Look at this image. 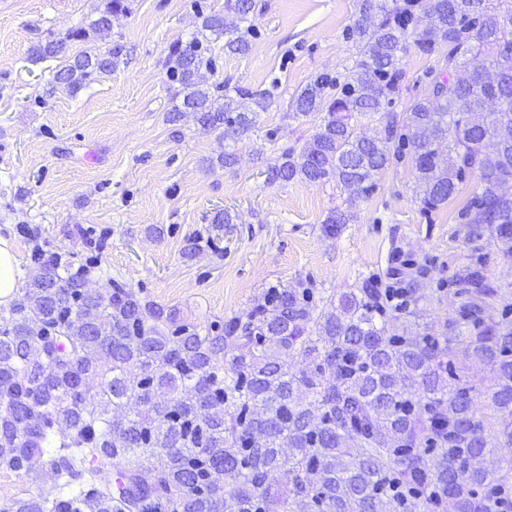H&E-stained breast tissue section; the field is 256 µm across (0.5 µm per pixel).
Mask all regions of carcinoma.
I'll list each match as a JSON object with an SVG mask.
<instances>
[{
    "mask_svg": "<svg viewBox=\"0 0 512 512\" xmlns=\"http://www.w3.org/2000/svg\"><path fill=\"white\" fill-rule=\"evenodd\" d=\"M88 25L48 36L34 59L65 57L125 11L104 0ZM201 27L174 42L167 75L201 129L243 135L256 114L249 92L224 82L223 98L202 87L214 69L211 43L244 54L251 27L228 28L197 10ZM348 38L358 47L352 80L319 74L295 96L293 117L323 113L300 151L288 149L270 179L334 181L368 196L392 161L410 158L421 212L455 198L474 175L478 191L458 212L512 255V0H362ZM447 53L430 72L434 97L387 113L382 136L357 132L392 104L410 50ZM122 46L81 51L54 76L71 93L110 74ZM489 69L482 78L452 73ZM349 218L332 212L325 236ZM20 295L0 306V467L46 465L64 482L10 512H512V299L477 268L460 276L473 298L448 320L457 347L418 330L419 281L383 288L374 274L340 297L298 281L268 288L247 314L205 334L130 288L82 291L97 261L77 265L41 248ZM302 359L296 372L292 360ZM496 374L485 389L466 372ZM485 400L492 409L479 407ZM501 450L490 468L487 457Z\"/></svg>",
    "mask_w": 512,
    "mask_h": 512,
    "instance_id": "1",
    "label": "carcinoma"
}]
</instances>
